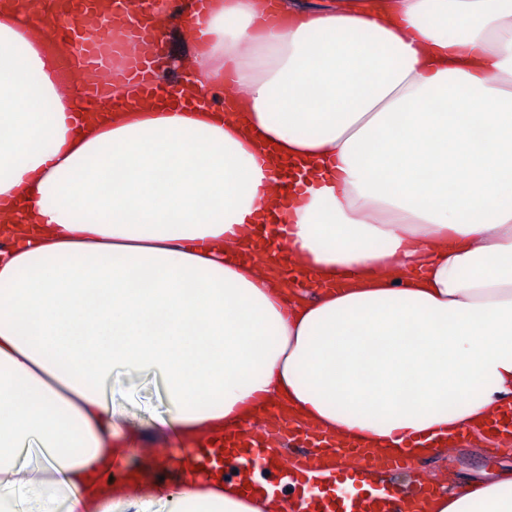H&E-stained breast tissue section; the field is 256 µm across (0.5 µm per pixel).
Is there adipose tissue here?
I'll return each mask as SVG.
<instances>
[{"label": "adipose tissue", "instance_id": "obj_1", "mask_svg": "<svg viewBox=\"0 0 512 512\" xmlns=\"http://www.w3.org/2000/svg\"><path fill=\"white\" fill-rule=\"evenodd\" d=\"M150 16L164 95L113 103L62 71L67 15L0 0V512H307L183 458L156 492L124 376L185 447L276 408L423 459L482 432L512 405V0ZM430 512H512V469ZM127 414L126 424L143 434L152 433L153 416L166 410V399L160 382L152 377L125 380L124 390L117 395Z\"/></svg>", "mask_w": 512, "mask_h": 512}]
</instances>
